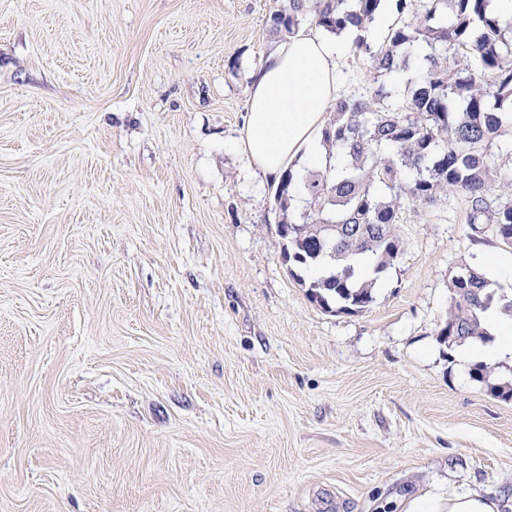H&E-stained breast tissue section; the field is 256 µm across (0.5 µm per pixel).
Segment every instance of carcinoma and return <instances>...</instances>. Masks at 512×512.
I'll return each mask as SVG.
<instances>
[{"label":"carcinoma","mask_w":512,"mask_h":512,"mask_svg":"<svg viewBox=\"0 0 512 512\" xmlns=\"http://www.w3.org/2000/svg\"><path fill=\"white\" fill-rule=\"evenodd\" d=\"M491 0H428L424 11L378 47L359 37L354 51L376 71H394L412 63L411 50L422 42L431 49L417 61L421 84L394 109L374 97H341L322 132L342 165L308 170L302 178L306 208L296 215L290 197L295 176L280 178L274 205L283 258L295 266L329 262L327 274L310 281L307 295L322 308L339 313L364 311L374 301V274L384 272L402 254L394 232L401 202L432 204L444 190L461 193L469 203L472 225L496 224L502 242L512 246V200L495 194L498 176L491 149L503 126L512 124V31L490 9ZM381 0H286L271 12V36L297 33L307 20L338 34L350 26L365 29ZM460 57L451 68L441 55ZM468 276H452V305L440 341L448 348L485 341L482 313L500 302V292L470 267Z\"/></svg>","instance_id":"obj_1"}]
</instances>
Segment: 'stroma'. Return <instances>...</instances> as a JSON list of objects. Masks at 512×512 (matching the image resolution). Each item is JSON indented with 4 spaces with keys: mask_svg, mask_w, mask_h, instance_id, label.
<instances>
[{
    "mask_svg": "<svg viewBox=\"0 0 512 512\" xmlns=\"http://www.w3.org/2000/svg\"><path fill=\"white\" fill-rule=\"evenodd\" d=\"M281 2L0 0V512H512V400L438 340L495 225L404 201L373 303L330 311L231 148ZM490 492L467 490L448 494V502L432 497H417L405 512H501V501Z\"/></svg>",
    "mask_w": 512,
    "mask_h": 512,
    "instance_id": "1",
    "label": "stroma"
}]
</instances>
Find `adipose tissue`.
Listing matches in <instances>:
<instances>
[{
    "mask_svg": "<svg viewBox=\"0 0 512 512\" xmlns=\"http://www.w3.org/2000/svg\"><path fill=\"white\" fill-rule=\"evenodd\" d=\"M390 10L382 8L365 30L348 29L332 38L301 31L279 42L251 85L246 126L232 144L261 173L280 177L285 169L302 172L326 164L322 142L325 113L340 87L339 64L357 37L378 42L390 26ZM491 334L486 344H466L457 357L462 366L494 364L512 358V316L500 307L482 315ZM490 492L467 490L449 494L447 502L418 497L410 512H500Z\"/></svg>",
    "mask_w": 512,
    "mask_h": 512,
    "instance_id": "adipose-tissue-1",
    "label": "adipose tissue"
}]
</instances>
